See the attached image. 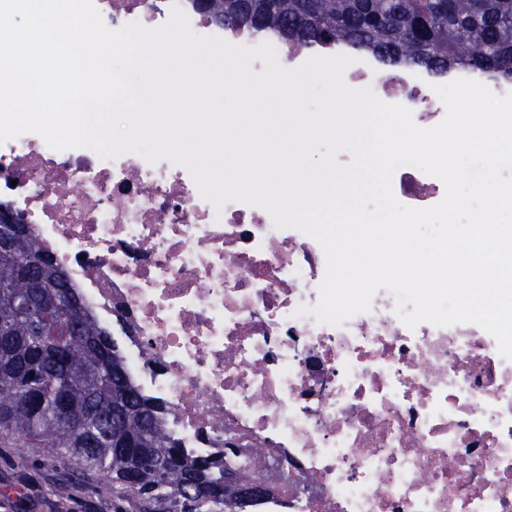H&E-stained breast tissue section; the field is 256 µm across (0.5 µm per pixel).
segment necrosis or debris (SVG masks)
<instances>
[{
	"label": "necrosis or debris",
	"mask_w": 512,
	"mask_h": 512,
	"mask_svg": "<svg viewBox=\"0 0 512 512\" xmlns=\"http://www.w3.org/2000/svg\"><path fill=\"white\" fill-rule=\"evenodd\" d=\"M113 29H155L174 9L192 30L252 46L194 0H95ZM481 72L383 69L357 55L346 84L445 116L432 87ZM407 206L445 195L403 165ZM0 209L20 218L64 269L86 310L116 337L128 375L165 409L190 453L265 478L257 512H512V359L473 323L406 327L379 289L342 325L317 320L319 243L276 227L260 206L204 199L188 170L136 152L56 151L26 133L0 144Z\"/></svg>",
	"instance_id": "obj_1"
}]
</instances>
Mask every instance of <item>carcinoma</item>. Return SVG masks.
<instances>
[{"label":"carcinoma","mask_w":512,"mask_h":512,"mask_svg":"<svg viewBox=\"0 0 512 512\" xmlns=\"http://www.w3.org/2000/svg\"><path fill=\"white\" fill-rule=\"evenodd\" d=\"M206 16L237 0H207ZM257 35L298 50L346 44L389 66L467 68L512 80V0H247ZM0 234V447L53 448L70 497L97 473L112 480V506L133 512H199L222 504L224 473L261 489L230 459L190 455L166 432L162 407L126 372L117 345L82 306L64 271L25 226Z\"/></svg>","instance_id":"carcinoma-1"}]
</instances>
